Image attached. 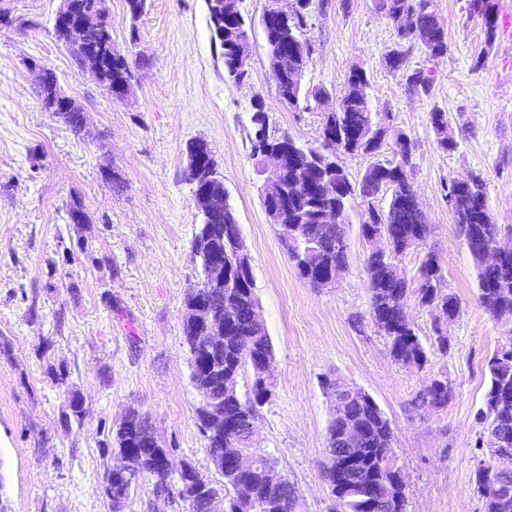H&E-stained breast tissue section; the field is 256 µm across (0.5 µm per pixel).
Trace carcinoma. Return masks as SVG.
<instances>
[{"mask_svg":"<svg viewBox=\"0 0 512 512\" xmlns=\"http://www.w3.org/2000/svg\"><path fill=\"white\" fill-rule=\"evenodd\" d=\"M298 13L284 25L271 24L264 30L268 64L280 73L277 83L281 100L296 107L308 97L318 102H327L330 110L324 112L320 142L330 136L342 137L357 153L375 158L365 169L362 178L353 182L348 175L336 177L342 184V192L330 199L324 195L295 196L293 178L295 160L289 159L279 177L281 196L288 201L282 224L296 227L307 241V259L301 261L294 251L285 244L284 230L277 234L282 247L301 277L317 286L315 274L318 268L348 265L347 226L350 224L348 211L354 198L364 204V216L360 224L361 236L368 238L383 234L388 237L393 251L392 262L382 263L366 257L370 295V316L377 331L386 337L388 352L392 360L404 368H424L428 362V351L435 349L445 354L450 346L448 328L433 325L430 344L421 340L416 330L405 319L408 299L416 297L423 307L442 303L448 308V322H453L460 312L455 294L443 286L441 268L432 254H427L418 268L417 287H411L403 256L413 247L424 244L429 235V225L420 220L416 210L399 211L400 221L388 224L387 213L397 208L398 200L409 195L406 175H398L397 166L391 160L376 159L383 138L382 118L372 111L370 101V80L363 70L349 72L342 95L334 97L326 89H311L304 79H293L295 71L308 70L311 65L310 45L305 52L275 54L273 42L283 36L301 37V30L307 26L314 0H300ZM387 15L410 11L416 25L425 31L417 44L431 56H438L448 49L446 33L431 11V0H390ZM468 9L480 14L489 27L495 26L493 0H468ZM224 59V74L239 83L248 77L235 65L236 45L224 38H218ZM77 66L96 71L104 91L113 95L116 87L129 81L132 74L124 54L117 52L112 39V29L107 21L88 30L85 34V48L73 55ZM38 93L47 110L57 104L60 96L54 73L44 70ZM65 122L76 132L85 129V118L78 105L63 112L57 111ZM430 122L437 144L444 151L456 146L452 131L448 128L445 113L437 110L431 113ZM252 152L263 144L264 139L273 137L267 118L252 121ZM394 138V155L405 164L411 163L412 148L403 134L389 130ZM388 186L390 199L386 207L377 208L380 187ZM448 187L456 192V207L451 209L460 236L473 259L476 268L478 300L483 309L492 317L499 318L505 313L512 314V287L501 292L504 282L512 283V259L506 263L490 266L483 253L470 246L473 229L489 230L486 196H478L470 188ZM336 208L340 218L334 224H325L322 213L329 207ZM206 301L215 311L224 315L227 332L221 351L210 349L201 339L202 330L183 326L184 342L189 354L190 379L200 395L198 421H203L206 405L218 403L224 407V438L205 437L206 452L215 470L223 477V488L218 491L224 512H304L302 497L279 459L270 454L255 455L254 464L247 469L236 465L244 455H254L252 423L258 408L268 403L274 395V376L265 373L266 366L273 364V346L262 320L258 297L252 276L232 270L224 280V287L211 288L204 294ZM247 373L251 377L250 396L241 395L240 377ZM489 387L485 394L484 407L479 420L484 424L481 447L489 457L495 456V449L512 456V338L500 344L487 361ZM434 381L414 397L416 409L441 408L454 398V389L448 376L439 372ZM323 393L329 408L336 407L344 397L343 390L348 383L336 377L333 382L322 383ZM351 411L355 423L363 429L360 444L359 466L364 479L358 481L352 472L341 469L330 476V494L337 512H406V487L392 451L391 423L370 396L353 404ZM341 426L335 416H330L326 434V454L340 455L347 452L339 444ZM112 453L131 456L138 461L139 478L154 480V491L171 499H178L186 505L187 512H214L210 498L194 491L195 470L190 465L173 468L170 451L159 447L152 439V425L146 415L137 408H131L125 425L119 427L112 437ZM477 491L484 501V512H512V465L497 467L490 462L474 472ZM105 484L112 486L113 512H122L134 494L133 484L120 474L107 472Z\"/></svg>","mask_w":512,"mask_h":512,"instance_id":"obj_1","label":"carcinoma"}]
</instances>
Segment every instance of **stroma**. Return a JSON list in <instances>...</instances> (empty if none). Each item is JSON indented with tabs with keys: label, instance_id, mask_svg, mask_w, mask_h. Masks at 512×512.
Here are the masks:
<instances>
[{
	"label": "stroma",
	"instance_id": "stroma-1",
	"mask_svg": "<svg viewBox=\"0 0 512 512\" xmlns=\"http://www.w3.org/2000/svg\"><path fill=\"white\" fill-rule=\"evenodd\" d=\"M467 0H432L448 43L432 57L399 44L392 18L373 0H325L304 36L305 83L342 95L351 69L367 72L372 108L412 142L408 176L430 234L403 264L416 277L426 253L460 301L447 354L425 368L395 364L369 315L360 234L364 206L350 205L348 267L336 287H312L282 249L262 203L247 132L261 97L271 127L317 144L316 102L288 107L254 28L248 78L224 77L205 0H148L130 19L107 0L112 39L133 74L129 96L105 94L53 32L61 0H0V506L6 512H112L104 494L112 433L127 407L148 415L173 464L223 478L205 452L183 337L184 299L197 281L190 257L201 216L185 178L186 146L204 139L224 179L250 255L255 289L274 348L277 380L256 415L254 445L278 457L305 512H331L324 478L330 418L324 378L369 394L393 428L406 484V512H483L474 483L482 457L478 413L486 362L512 336V321L479 305L472 259L448 208L449 180L482 175L493 223L512 225V40L488 36ZM402 50L401 70L388 54ZM53 69L87 118L75 133L45 110L32 64ZM420 72L431 92L407 84ZM445 112L457 145L438 148L430 114ZM87 215L71 223L70 206ZM89 253H81L80 244ZM443 370L448 406L414 410L412 398ZM79 397L84 413L68 408Z\"/></svg>",
	"mask_w": 512,
	"mask_h": 512
}]
</instances>
